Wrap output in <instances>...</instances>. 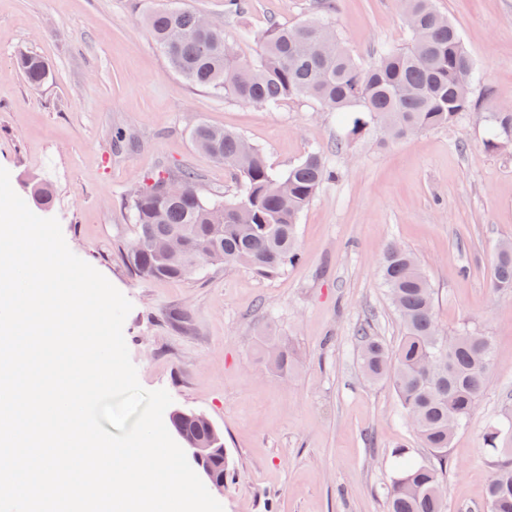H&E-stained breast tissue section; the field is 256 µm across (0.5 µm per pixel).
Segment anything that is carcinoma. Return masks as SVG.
I'll return each mask as SVG.
<instances>
[{
  "mask_svg": "<svg viewBox=\"0 0 512 512\" xmlns=\"http://www.w3.org/2000/svg\"><path fill=\"white\" fill-rule=\"evenodd\" d=\"M410 44L387 46L370 64L358 62L338 35L329 33L331 0L293 25L270 26L258 36L262 54L255 62L239 58L224 39L223 26L200 27L201 15L181 7L146 12L144 22L171 68L192 85L245 104L269 108L285 99L314 101L344 118V135L336 152L380 136L386 144L424 129L447 127L469 112L488 109L489 150L505 151L512 136V111L495 109L489 99L460 97L457 86L474 81L476 63L463 45L458 28L436 7L435 0H400ZM18 66L33 89L50 77L45 62L24 53ZM197 148L224 163L238 191L231 197L201 193L199 179L186 169L167 170L126 196L130 235L119 243L127 271L142 280H183L203 266L242 265L274 278L297 257L301 214L336 169L320 151L308 153L285 172L275 171L264 152L239 133L200 119L190 130ZM176 184L181 194H165ZM173 233L185 239L184 250L169 255L165 242ZM380 275L396 310L403 334L389 349L361 330L359 361L363 374L391 382L402 412L428 457L394 451L397 460L387 486L389 512H446L442 476L448 469V445L469 422L493 365L494 339L462 325L443 332L435 316L436 296L415 254L390 242ZM490 285L512 289V242L499 246ZM264 358L273 370L287 373L294 358L286 345H267ZM171 426L201 445L219 448L224 436L193 418L177 415ZM512 436V416L491 425L484 441L495 458L488 486L490 512H512V448H500Z\"/></svg>",
  "mask_w": 512,
  "mask_h": 512,
  "instance_id": "obj_1",
  "label": "carcinoma"
}]
</instances>
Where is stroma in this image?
<instances>
[{
	"label": "stroma",
	"mask_w": 512,
	"mask_h": 512,
	"mask_svg": "<svg viewBox=\"0 0 512 512\" xmlns=\"http://www.w3.org/2000/svg\"><path fill=\"white\" fill-rule=\"evenodd\" d=\"M174 0H0V167L19 196L48 185L70 250L132 303L123 334L141 386L174 406L205 412L224 431L230 467L224 512H388L392 452L425 454L388 383L360 370L358 334L370 326L387 346L399 318L379 277L388 241L412 250L436 291L443 329L470 325L493 336L489 384L448 449L447 512H489L494 467L488 425L512 410V293L494 291L498 245L512 240V153L488 151L482 118L424 130L385 145L369 140L337 157L299 220L298 258L265 279L243 267L205 268L186 280H139L116 248L127 237L125 198L152 173L188 168L204 194L235 190L223 164L195 147L192 120L237 131L269 164L288 169L312 149L332 152L336 113L310 101L276 110L230 100L175 73L142 21ZM222 23L247 61L256 33L304 19L314 0H246L225 17L224 0H175ZM331 20L344 44L371 63L400 44L398 0H336ZM478 65L475 96L512 107V0H437ZM49 65L42 88L16 58ZM134 142L115 148L112 134ZM288 344L293 370L271 371L262 336Z\"/></svg>",
	"instance_id": "obj_1"
}]
</instances>
